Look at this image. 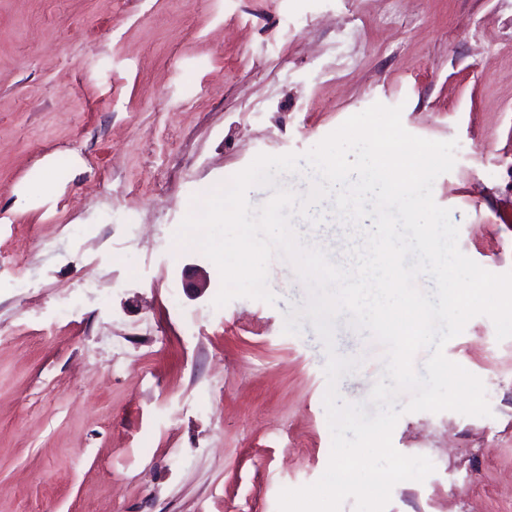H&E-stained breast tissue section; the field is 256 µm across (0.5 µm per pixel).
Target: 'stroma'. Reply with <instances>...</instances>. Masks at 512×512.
<instances>
[{"label": "stroma", "instance_id": "obj_1", "mask_svg": "<svg viewBox=\"0 0 512 512\" xmlns=\"http://www.w3.org/2000/svg\"><path fill=\"white\" fill-rule=\"evenodd\" d=\"M377 102L457 140L433 198L512 272V0H0V512H278L322 476L327 353L310 317L284 331L305 284L276 257L274 303L215 306L218 268L174 234L258 154ZM334 208L292 224L344 265ZM350 318L338 391L372 415L384 348ZM444 354L491 414H403L395 449L435 470L385 512H512V338L478 315Z\"/></svg>", "mask_w": 512, "mask_h": 512}]
</instances>
